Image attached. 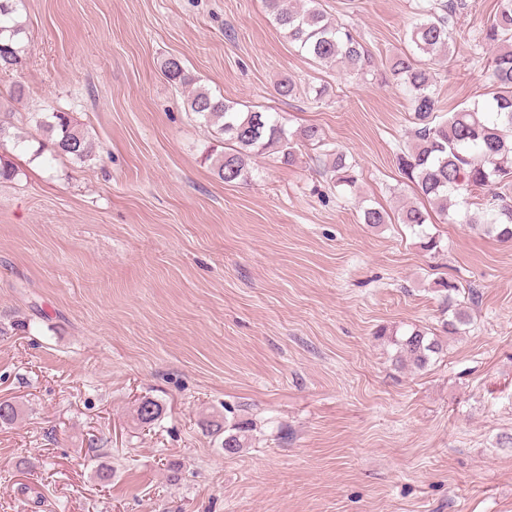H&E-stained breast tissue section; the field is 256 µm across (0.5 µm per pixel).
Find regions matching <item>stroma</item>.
Listing matches in <instances>:
<instances>
[{
  "instance_id": "35a3bbf8",
  "label": "stroma",
  "mask_w": 512,
  "mask_h": 512,
  "mask_svg": "<svg viewBox=\"0 0 512 512\" xmlns=\"http://www.w3.org/2000/svg\"><path fill=\"white\" fill-rule=\"evenodd\" d=\"M420 2L320 0L378 71L409 51ZM467 3L431 65L446 113L492 81L478 42L497 0ZM18 16L29 50L0 75V115L26 133L0 141L16 169L0 180V400L20 413L0 424V512H512V242L464 223L476 190L428 220L437 250L398 222L416 200L395 159L406 90L313 62L263 0H20ZM172 55L321 143L224 183L228 144L185 109ZM54 110L92 160L40 150L35 116ZM338 151L354 187L326 174ZM371 205L390 222L362 224ZM444 279L469 325L426 368L396 364L389 334L440 331ZM146 398L163 407L149 426ZM216 416L252 422L238 454ZM209 432L217 439H221L220 447L224 450V455L232 456L238 454L241 448L244 447L245 435L242 434L248 431L246 426H231L227 428L223 422L213 420L209 423Z\"/></svg>"
}]
</instances>
